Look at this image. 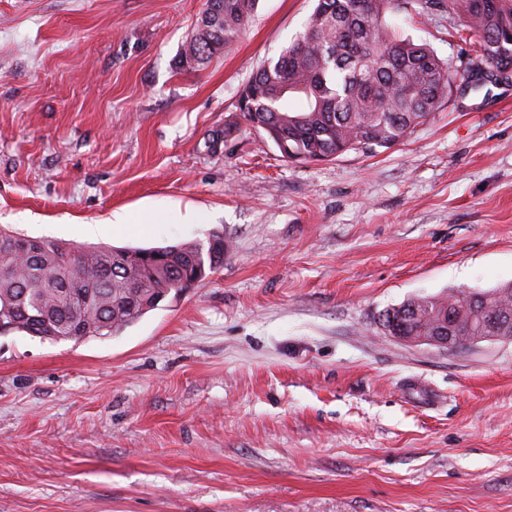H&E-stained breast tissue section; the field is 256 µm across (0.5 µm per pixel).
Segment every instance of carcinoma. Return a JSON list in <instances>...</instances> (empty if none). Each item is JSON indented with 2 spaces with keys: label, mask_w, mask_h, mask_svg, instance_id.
Segmentation results:
<instances>
[{
  "label": "carcinoma",
  "mask_w": 512,
  "mask_h": 512,
  "mask_svg": "<svg viewBox=\"0 0 512 512\" xmlns=\"http://www.w3.org/2000/svg\"><path fill=\"white\" fill-rule=\"evenodd\" d=\"M258 0H206L177 65L199 71L249 27ZM444 14L477 37L478 58L462 67L426 44L400 36L385 20L396 10ZM512 67V0H317L304 29L276 58L261 64L238 94L244 119L282 142L293 162L332 160L346 152L375 153L401 144L424 124L467 75ZM26 238L0 229V335L25 332L52 341L121 333L172 294L194 288L224 264L230 245L220 235L203 244L148 249L81 248ZM469 291L417 297L429 304L432 332L443 312L454 335H484L491 315L512 330V284L485 293L475 309Z\"/></svg>",
  "instance_id": "carcinoma-1"
}]
</instances>
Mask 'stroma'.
Instances as JSON below:
<instances>
[{
  "mask_svg": "<svg viewBox=\"0 0 512 512\" xmlns=\"http://www.w3.org/2000/svg\"><path fill=\"white\" fill-rule=\"evenodd\" d=\"M314 5L259 0L185 72L204 0H0V227L230 244L118 335L0 336V512H512V341L383 325L415 296L512 283V82L453 90L393 148L285 161L237 97ZM386 20L476 55L447 18ZM148 206L166 223L112 229ZM195 210L212 221L181 223Z\"/></svg>",
  "mask_w": 512,
  "mask_h": 512,
  "instance_id": "stroma-1",
  "label": "stroma"
}]
</instances>
